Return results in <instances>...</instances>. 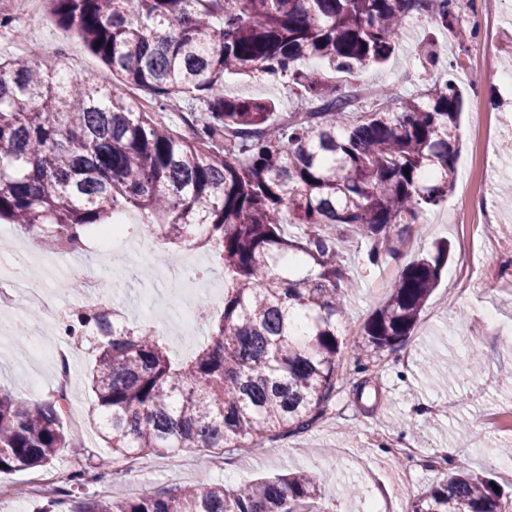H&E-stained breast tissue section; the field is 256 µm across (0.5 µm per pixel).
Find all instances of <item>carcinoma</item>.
<instances>
[{
    "instance_id": "1",
    "label": "carcinoma",
    "mask_w": 512,
    "mask_h": 512,
    "mask_svg": "<svg viewBox=\"0 0 512 512\" xmlns=\"http://www.w3.org/2000/svg\"><path fill=\"white\" fill-rule=\"evenodd\" d=\"M104 69L76 83L49 64L0 57V222L44 250L78 240L137 210L144 232L180 249L204 247L224 267V310L209 342L175 362L150 329L73 311L65 336L95 357L91 417L112 457L185 448L238 453L306 430L336 396L343 341L338 320L352 286L338 227L369 244L381 267L401 228L448 201L456 177L463 93L457 60L429 43L420 89L381 86L368 102L330 83L316 60L350 80L389 60L407 18L452 30L459 47L466 0H46ZM283 85L301 102L224 93V76ZM194 115L189 132L154 111ZM448 261V243L408 263L364 329L361 351L404 341ZM482 353L461 361L481 372ZM63 398L36 401L0 388V474L49 468L75 441ZM109 479L79 466L81 490ZM71 497L68 512H313L306 471L234 488L201 483L169 493ZM483 475L448 474L411 512H508Z\"/></svg>"
}]
</instances>
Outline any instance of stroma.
Returning a JSON list of instances; mask_svg holds the SVG:
<instances>
[{
    "mask_svg": "<svg viewBox=\"0 0 512 512\" xmlns=\"http://www.w3.org/2000/svg\"><path fill=\"white\" fill-rule=\"evenodd\" d=\"M48 4L33 8L31 0H14V25L24 31V42L0 36V57H8L39 45L37 60L46 62L58 49L68 51V77L79 80L102 70L103 65L74 32L59 28L51 19L36 21L35 11H48ZM466 19L475 23L477 33L460 50L447 32L435 29L422 16L409 19L400 50L381 67L360 74L365 86L397 85L409 93L418 86L417 53L422 40L432 37L444 56H459L455 79L466 97L461 117L457 182L447 203L427 215L398 245L383 269L371 268L365 248L350 235L340 237V251L352 286L346 313L339 322L344 340L342 365L336 382V397L329 407L334 415L320 419L310 429L296 432L274 443L242 454L225 457L223 469L207 468L194 450L177 457H144L141 468L127 473L124 463L113 462L112 450L100 438L98 425L89 415L93 398L85 384L93 356L88 343L69 347L73 411L66 417V435H79L84 446L78 454L64 453L52 468L59 479H67L76 464L103 466L112 472L111 487L126 490L136 481L153 491L205 482L239 486L289 471L306 470L326 476L321 501L328 512H410L413 503L451 470H463L492 477L498 487L512 493V470L501 467L500 449L512 448V437L494 428L489 416L512 402V289L507 284L487 288L485 281L460 290L462 256L460 231H467L475 244L495 242L496 251L486 253L484 264L495 267L512 252V207L498 194L500 182L512 178V156L502 153L501 134H494L487 146L474 136L475 113L500 122L490 97L503 90L507 69L496 54L505 32L512 29V0H475ZM471 190L474 200L466 222H458L455 205L461 190ZM448 240L452 256L441 282L427 301L418 326L411 336L393 348L356 357L354 347L363 339L366 322L388 297L386 283L400 274L415 256L432 250L436 240ZM118 274L130 284L134 309H141L145 295H153L164 321L178 326L183 309L179 291L172 288V276L156 267L144 276L140 267L121 266ZM479 348L486 366L475 379L458 385L450 365L464 356L466 346ZM362 360L373 373L362 398L353 389L360 383L354 374L355 360ZM54 367L47 356L31 353L27 339L0 343V387L28 396L33 377H40L43 397L51 395ZM417 448L416 464L396 455L397 447ZM360 487V495L348 498V483Z\"/></svg>",
    "mask_w": 512,
    "mask_h": 512,
    "instance_id": "obj_1",
    "label": "stroma"
}]
</instances>
